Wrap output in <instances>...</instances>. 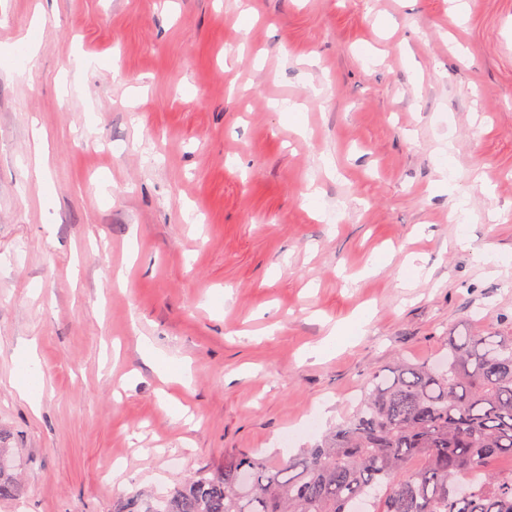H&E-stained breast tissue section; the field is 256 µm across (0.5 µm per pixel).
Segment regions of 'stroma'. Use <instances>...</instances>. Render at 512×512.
<instances>
[{
    "label": "stroma",
    "mask_w": 512,
    "mask_h": 512,
    "mask_svg": "<svg viewBox=\"0 0 512 512\" xmlns=\"http://www.w3.org/2000/svg\"><path fill=\"white\" fill-rule=\"evenodd\" d=\"M468 3L0 0V512L281 459L398 361L512 331V0ZM21 492L20 462L14 448L0 444V501H11Z\"/></svg>",
    "instance_id": "35a3bbf8"
}]
</instances>
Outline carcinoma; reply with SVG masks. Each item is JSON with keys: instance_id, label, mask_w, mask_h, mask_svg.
Instances as JSON below:
<instances>
[{"instance_id": "cac0c4a2", "label": "carcinoma", "mask_w": 512, "mask_h": 512, "mask_svg": "<svg viewBox=\"0 0 512 512\" xmlns=\"http://www.w3.org/2000/svg\"><path fill=\"white\" fill-rule=\"evenodd\" d=\"M512 332L446 337L434 366L403 362L368 379L351 415L314 447L275 464L224 457L115 512H512ZM21 492L18 452L0 444V501Z\"/></svg>"}]
</instances>
